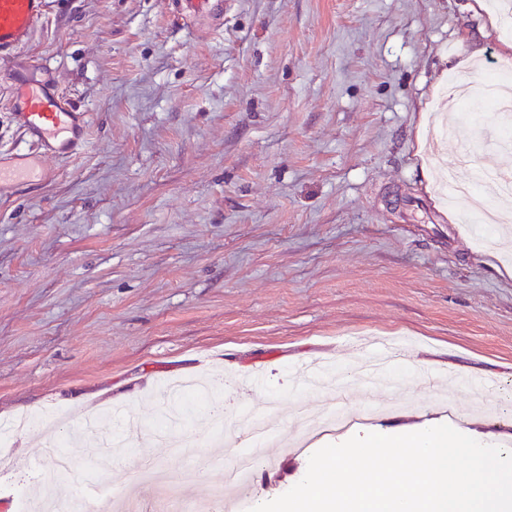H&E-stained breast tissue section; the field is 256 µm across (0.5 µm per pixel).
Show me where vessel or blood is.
<instances>
[{
    "label": "vessel or blood",
    "mask_w": 512,
    "mask_h": 512,
    "mask_svg": "<svg viewBox=\"0 0 512 512\" xmlns=\"http://www.w3.org/2000/svg\"><path fill=\"white\" fill-rule=\"evenodd\" d=\"M46 8V0H0V62L7 66L8 110L33 146L29 152L0 155L1 194L44 180L48 159L76 155L87 144V112L58 89L45 63L21 54Z\"/></svg>",
    "instance_id": "1"
}]
</instances>
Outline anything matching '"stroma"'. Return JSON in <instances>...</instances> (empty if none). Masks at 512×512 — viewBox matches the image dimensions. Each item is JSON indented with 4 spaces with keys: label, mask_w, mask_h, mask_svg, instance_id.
Segmentation results:
<instances>
[{
    "label": "stroma",
    "mask_w": 512,
    "mask_h": 512,
    "mask_svg": "<svg viewBox=\"0 0 512 512\" xmlns=\"http://www.w3.org/2000/svg\"><path fill=\"white\" fill-rule=\"evenodd\" d=\"M471 0H223V19L179 0H49L25 48L89 114V143L50 161L48 180L0 197V501L38 487L42 432L66 442L60 485L110 512L142 457L184 501L210 500L226 452L206 404L143 448L167 381L203 375L224 413H263L326 395L295 370L343 368L378 336L403 341L402 379L453 373L447 398L421 393L373 417L391 434L447 421L455 404L477 438L512 443V253L480 239L473 198L448 204L441 169L512 175V148L481 95L463 125L470 164L437 129L452 75L481 80L504 41ZM478 60H470L473 48ZM262 370L266 383L246 385ZM489 393L472 391L478 376ZM491 399L496 412L477 415ZM130 442L125 460L89 464L79 425L103 410ZM40 417L21 441L17 418ZM309 452L276 448L255 467L243 512L287 492Z\"/></svg>",
    "instance_id": "1"
}]
</instances>
